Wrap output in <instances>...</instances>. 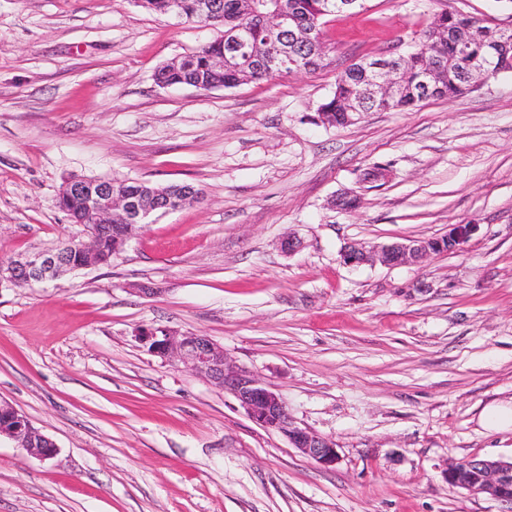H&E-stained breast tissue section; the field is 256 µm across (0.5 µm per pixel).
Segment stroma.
Returning <instances> with one entry per match:
<instances>
[{
  "instance_id": "35a3bbf8",
  "label": "stroma",
  "mask_w": 512,
  "mask_h": 512,
  "mask_svg": "<svg viewBox=\"0 0 512 512\" xmlns=\"http://www.w3.org/2000/svg\"><path fill=\"white\" fill-rule=\"evenodd\" d=\"M446 9L512 18V0H367L326 17L324 68L201 91L154 73L219 29L138 0H0V258L79 235L70 177L203 191L109 264L0 288V401L58 448L0 439V512H512L446 477L512 459V429L481 422L512 401V73L344 127L317 114L339 72L417 47ZM376 165L387 179L364 181ZM346 191L356 211L333 207ZM452 224L477 227L457 253L340 260ZM146 327L223 346L336 466L152 355Z\"/></svg>"
}]
</instances>
